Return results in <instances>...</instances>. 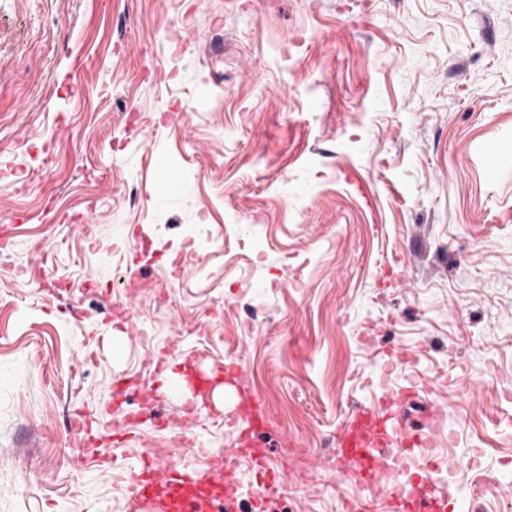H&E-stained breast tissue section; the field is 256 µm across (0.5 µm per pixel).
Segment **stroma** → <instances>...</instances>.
<instances>
[{"label":"stroma","mask_w":512,"mask_h":512,"mask_svg":"<svg viewBox=\"0 0 512 512\" xmlns=\"http://www.w3.org/2000/svg\"><path fill=\"white\" fill-rule=\"evenodd\" d=\"M506 144L512 0H0V512H127L144 454L201 448L244 508L247 441L284 512H384L328 461L389 395L435 495L512 512ZM129 377L137 428L77 468ZM70 427L73 430V432L81 434L83 442L86 447L83 456L79 460V463L82 462L84 456H88L90 459H93L94 461H98L101 459H104L106 461L105 450L103 448H98L95 446V437L94 434L92 433V428L86 416L77 415L72 417Z\"/></svg>","instance_id":"35a3bbf8"}]
</instances>
